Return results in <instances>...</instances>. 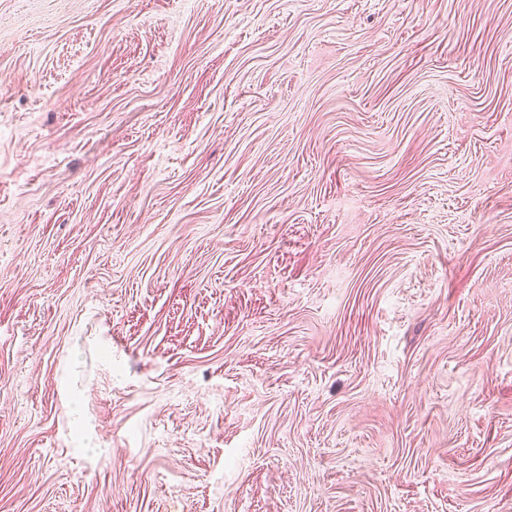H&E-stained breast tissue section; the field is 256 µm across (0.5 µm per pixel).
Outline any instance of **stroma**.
<instances>
[{
	"mask_svg": "<svg viewBox=\"0 0 512 512\" xmlns=\"http://www.w3.org/2000/svg\"><path fill=\"white\" fill-rule=\"evenodd\" d=\"M0 512H512V0H0Z\"/></svg>",
	"mask_w": 512,
	"mask_h": 512,
	"instance_id": "stroma-1",
	"label": "stroma"
}]
</instances>
